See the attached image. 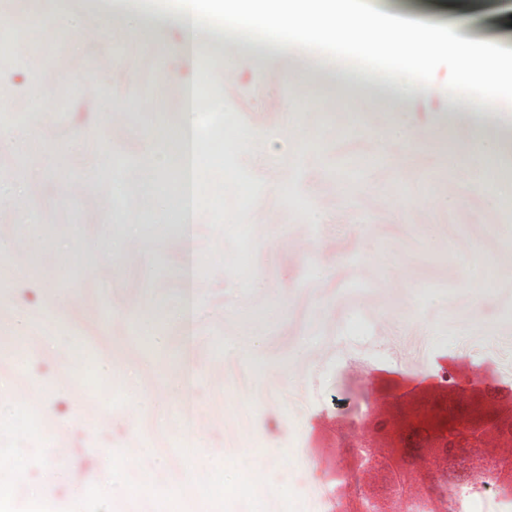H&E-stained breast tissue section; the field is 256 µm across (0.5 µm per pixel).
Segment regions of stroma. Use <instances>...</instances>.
Segmentation results:
<instances>
[{
	"instance_id": "stroma-1",
	"label": "stroma",
	"mask_w": 512,
	"mask_h": 512,
	"mask_svg": "<svg viewBox=\"0 0 512 512\" xmlns=\"http://www.w3.org/2000/svg\"><path fill=\"white\" fill-rule=\"evenodd\" d=\"M182 0L77 11L44 59L0 69L22 121L0 128V419L25 405L39 438L0 429V490L61 512H312L336 494L338 449L379 421H415L460 391L512 411V154L482 180L477 139L512 144V108L477 116L301 50L214 29L189 116L174 45ZM473 39L512 48V0L473 11ZM197 126L237 142L202 178L191 244L164 188L173 141ZM406 124L408 137L392 135ZM254 194L241 203V185ZM196 310L184 326V265ZM446 380L402 393L377 368ZM305 489L290 498L278 472ZM97 490L87 500V485ZM224 495L203 506L201 487Z\"/></svg>"
}]
</instances>
